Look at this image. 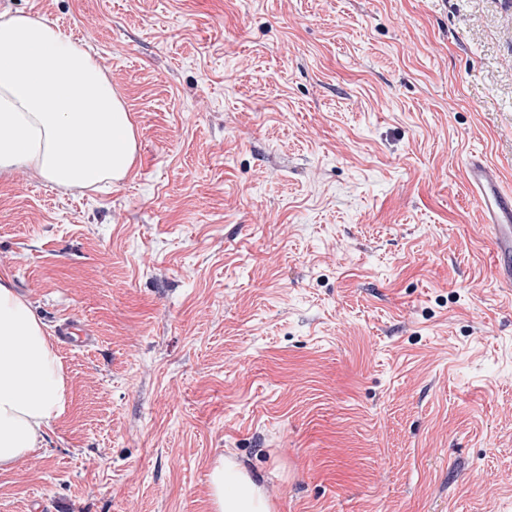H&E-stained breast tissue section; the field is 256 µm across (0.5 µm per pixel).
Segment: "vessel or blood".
<instances>
[{"label":"vessel or blood","mask_w":512,"mask_h":512,"mask_svg":"<svg viewBox=\"0 0 512 512\" xmlns=\"http://www.w3.org/2000/svg\"><path fill=\"white\" fill-rule=\"evenodd\" d=\"M465 181L484 215V227L496 254L499 281L512 287V194L504 192L498 170L483 157L470 155Z\"/></svg>","instance_id":"vessel-or-blood-1"}]
</instances>
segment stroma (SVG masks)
I'll return each instance as SVG.
<instances>
[{
	"instance_id": "35a3bbf8",
	"label": "stroma",
	"mask_w": 512,
	"mask_h": 512,
	"mask_svg": "<svg viewBox=\"0 0 512 512\" xmlns=\"http://www.w3.org/2000/svg\"><path fill=\"white\" fill-rule=\"evenodd\" d=\"M97 55L138 151L0 175V277L69 400L0 512H512V289L463 178L512 189V0H0ZM210 496L215 512H271L263 488L240 466L221 456L209 473Z\"/></svg>"
}]
</instances>
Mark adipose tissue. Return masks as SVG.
<instances>
[{
	"instance_id": "adipose-tissue-1",
	"label": "adipose tissue",
	"mask_w": 512,
	"mask_h": 512,
	"mask_svg": "<svg viewBox=\"0 0 512 512\" xmlns=\"http://www.w3.org/2000/svg\"><path fill=\"white\" fill-rule=\"evenodd\" d=\"M131 115L97 58L53 24L0 14V173L25 169L64 189L121 181L136 158ZM67 404L62 364L30 304L0 278V470L44 448ZM214 512H272L230 460L209 473Z\"/></svg>"
}]
</instances>
